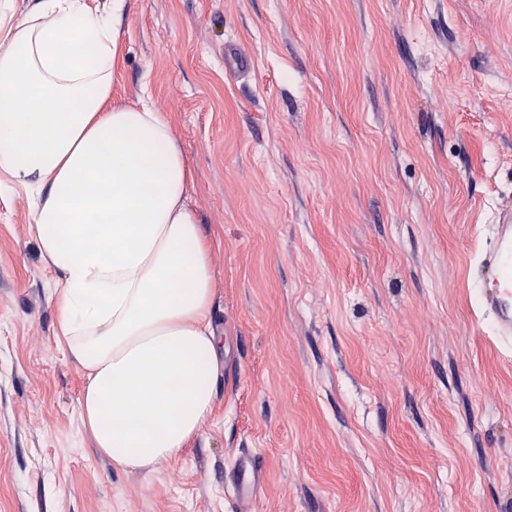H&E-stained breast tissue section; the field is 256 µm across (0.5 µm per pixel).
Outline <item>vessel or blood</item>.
<instances>
[{
	"instance_id": "vessel-or-blood-1",
	"label": "vessel or blood",
	"mask_w": 512,
	"mask_h": 512,
	"mask_svg": "<svg viewBox=\"0 0 512 512\" xmlns=\"http://www.w3.org/2000/svg\"><path fill=\"white\" fill-rule=\"evenodd\" d=\"M479 289L483 314L503 347L512 346V206L497 209L486 235L480 261L472 273ZM263 481V471L253 453L239 454L225 476L238 507H249Z\"/></svg>"
}]
</instances>
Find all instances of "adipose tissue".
I'll list each match as a JSON object with an SVG mask.
<instances>
[{"label": "adipose tissue", "mask_w": 512, "mask_h": 512, "mask_svg": "<svg viewBox=\"0 0 512 512\" xmlns=\"http://www.w3.org/2000/svg\"><path fill=\"white\" fill-rule=\"evenodd\" d=\"M125 0H39L0 38V177L26 190L59 285L56 324L86 385L97 452L138 472L178 457L214 408L224 360L212 254L174 128L111 106Z\"/></svg>", "instance_id": "1"}]
</instances>
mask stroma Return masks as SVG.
I'll list each match as a JSON object with an SVG mask.
<instances>
[{"instance_id": "1", "label": "stroma", "mask_w": 512, "mask_h": 512, "mask_svg": "<svg viewBox=\"0 0 512 512\" xmlns=\"http://www.w3.org/2000/svg\"><path fill=\"white\" fill-rule=\"evenodd\" d=\"M112 95L174 123L229 362L176 459L99 456L1 188L0 512H229L249 450L251 512H512V358L469 277L512 205V0H126ZM263 481V471L252 452L239 454L226 473L225 483L238 509H248Z\"/></svg>"}]
</instances>
